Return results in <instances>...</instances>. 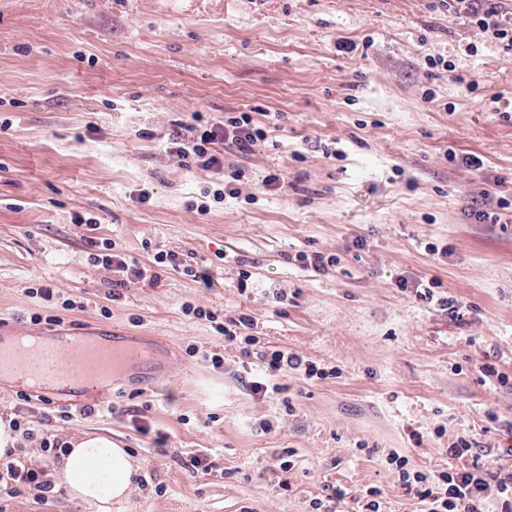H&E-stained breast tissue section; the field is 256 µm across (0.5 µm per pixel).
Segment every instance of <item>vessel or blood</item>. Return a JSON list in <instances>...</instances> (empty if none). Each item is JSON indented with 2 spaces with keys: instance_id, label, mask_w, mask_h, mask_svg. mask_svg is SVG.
I'll use <instances>...</instances> for the list:
<instances>
[{
  "instance_id": "vessel-or-blood-1",
  "label": "vessel or blood",
  "mask_w": 512,
  "mask_h": 512,
  "mask_svg": "<svg viewBox=\"0 0 512 512\" xmlns=\"http://www.w3.org/2000/svg\"><path fill=\"white\" fill-rule=\"evenodd\" d=\"M147 356L134 340L115 343L67 333L36 338L0 325V379L32 394L72 392L79 405L105 403L116 377Z\"/></svg>"
}]
</instances>
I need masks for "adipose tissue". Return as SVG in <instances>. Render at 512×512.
Segmentation results:
<instances>
[{
    "instance_id": "obj_1",
    "label": "adipose tissue",
    "mask_w": 512,
    "mask_h": 512,
    "mask_svg": "<svg viewBox=\"0 0 512 512\" xmlns=\"http://www.w3.org/2000/svg\"><path fill=\"white\" fill-rule=\"evenodd\" d=\"M137 473L126 449L96 434L72 442L62 457V481L70 497L95 505L99 512L129 496Z\"/></svg>"
}]
</instances>
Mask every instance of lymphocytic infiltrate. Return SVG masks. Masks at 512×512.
Here are the masks:
<instances>
[{"label": "lymphocytic infiltrate", "mask_w": 512, "mask_h": 512, "mask_svg": "<svg viewBox=\"0 0 512 512\" xmlns=\"http://www.w3.org/2000/svg\"><path fill=\"white\" fill-rule=\"evenodd\" d=\"M447 6L500 46L512 50V8L507 0H447ZM263 139V130L254 127L248 113L210 120L195 113L175 129L168 148L185 166L218 173L224 169L223 144L248 153ZM87 244L92 263L112 270L122 282L142 278L138 263L117 250L114 242L91 238ZM184 313L210 323L225 342L238 347L245 357L257 360L262 374L249 383L253 394L279 392L278 378L290 374L307 380L340 375L338 367H324L296 352L268 346L253 334L254 321L248 315L228 318L220 310L190 304L185 306ZM10 425L23 438L38 441L41 456L34 459L23 450H8L0 459V495L9 500L26 494L37 504H48L55 494L52 462L66 453L68 445L57 434H35L23 415H15ZM475 447L468 436L457 437L448 446L451 466L440 470L416 468L407 456L396 452L390 453L386 462L406 493L418 501L419 512H512V470H496L474 460Z\"/></svg>", "instance_id": "1"}]
</instances>
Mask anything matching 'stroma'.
Returning <instances> with one entry per match:
<instances>
[{"label":"stroma","mask_w":512,"mask_h":512,"mask_svg":"<svg viewBox=\"0 0 512 512\" xmlns=\"http://www.w3.org/2000/svg\"><path fill=\"white\" fill-rule=\"evenodd\" d=\"M434 58L448 70H430ZM195 112L250 113L267 139L225 146L223 174L185 167L167 143ZM227 173L233 194L203 197ZM502 197L512 51L439 0H0V321L50 335L30 320L42 279L79 303L62 329L133 338L166 370H130L108 412L62 421L63 395L29 411L63 441L101 434L128 450L144 482L110 512H310L329 485L347 491L346 512L371 487L383 512H413L391 451L441 469L466 433L498 460L512 448V382L479 368L512 378V211L497 224L473 213ZM78 214L140 266L172 251L211 284L172 269L115 284L89 260ZM302 251L339 263L307 268ZM403 279L438 280L473 312L452 322ZM186 303L248 314L271 345L343 373L253 395L258 366L238 349L222 371L185 355L217 343ZM140 391L169 447L207 451L217 474L186 471L135 431ZM288 448L283 488L272 467Z\"/></svg>","instance_id":"stroma-1"}]
</instances>
